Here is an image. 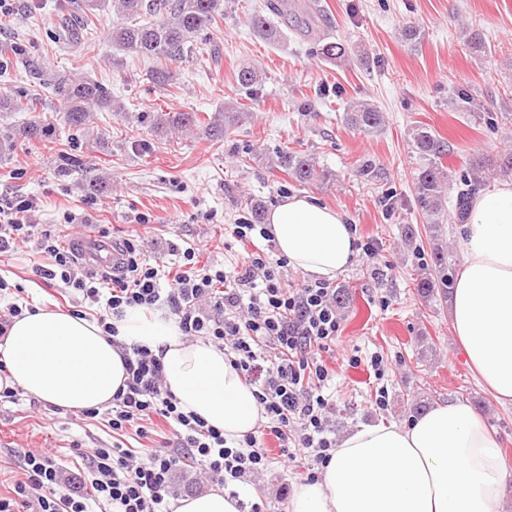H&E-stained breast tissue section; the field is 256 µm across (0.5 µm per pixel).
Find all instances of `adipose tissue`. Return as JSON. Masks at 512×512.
<instances>
[{"label":"adipose tissue","mask_w":512,"mask_h":512,"mask_svg":"<svg viewBox=\"0 0 512 512\" xmlns=\"http://www.w3.org/2000/svg\"><path fill=\"white\" fill-rule=\"evenodd\" d=\"M289 265L334 281L353 264L356 237L342 213L292 195L268 214ZM457 243L464 256L448 301V322L479 383L512 405V180L473 199ZM126 341L161 355L166 387L184 411L228 441L255 432L264 417L250 387L210 341L185 339L177 325L128 311ZM0 356L5 385L57 408L109 405L124 383L120 349L98 323L41 308L14 318ZM499 443L472 404H435L408 424H361L337 442L319 480L298 486L288 512H507L508 477Z\"/></svg>","instance_id":"ef3b65f1"}]
</instances>
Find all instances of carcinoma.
<instances>
[{
    "label": "carcinoma",
    "instance_id": "carcinoma-1",
    "mask_svg": "<svg viewBox=\"0 0 512 512\" xmlns=\"http://www.w3.org/2000/svg\"><path fill=\"white\" fill-rule=\"evenodd\" d=\"M112 8L121 17V21L112 26V43L125 52L154 61L156 66L150 78L164 85L169 81L170 73L162 62L196 55L199 36L222 14L224 0H115ZM270 14L287 17L286 0H264L262 10L251 18L253 28L260 35L275 41L280 37V30L268 18ZM258 83L255 68L246 66L239 70L238 84L245 94L253 93ZM56 92L62 97L67 123L77 129L86 124L89 113L112 108V99L92 80L62 79L57 83ZM36 109L37 102L33 97L0 95V112H34ZM241 119L240 111L225 107L209 118L206 130L211 137L221 139ZM345 120L362 132L373 133L380 129L382 115L372 104L357 102L348 108ZM200 123L195 112H165L152 119V125L157 129L188 130ZM414 143L421 159L415 192L432 224H455L463 220L471 198L486 180L495 176L512 177V149L491 159L470 160L463 165L454 204L449 208L448 184L444 176V159L451 154L448 142L432 129L421 126L416 129ZM267 164L281 169L301 185L331 177L309 156L286 149L267 158ZM446 269V257L438 249L435 268L421 273L417 279L418 291L428 296L437 290L448 296L453 280Z\"/></svg>",
    "mask_w": 512,
    "mask_h": 512
}]
</instances>
